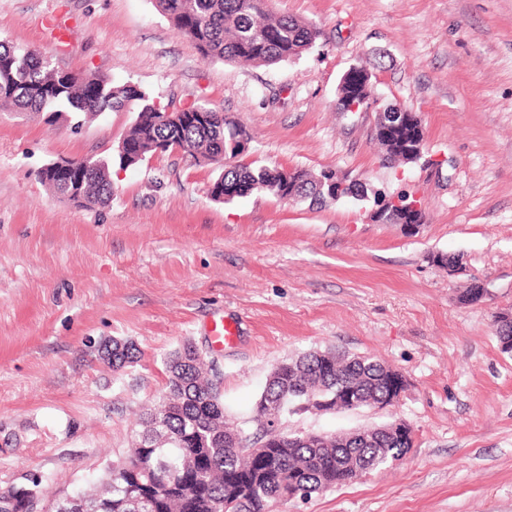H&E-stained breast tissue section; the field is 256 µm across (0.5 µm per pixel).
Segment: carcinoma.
I'll list each match as a JSON object with an SVG mask.
<instances>
[{
    "instance_id": "cac0c4a2",
    "label": "carcinoma",
    "mask_w": 512,
    "mask_h": 512,
    "mask_svg": "<svg viewBox=\"0 0 512 512\" xmlns=\"http://www.w3.org/2000/svg\"><path fill=\"white\" fill-rule=\"evenodd\" d=\"M159 12L181 37L192 41L205 60L272 65L300 55L318 38L310 24L276 15L269 0H155ZM375 103L367 70L360 66L342 83V101ZM0 107L46 112L52 122L64 112L95 118L106 112H134L123 142L133 155L118 154L130 167L163 148L198 160L237 158L240 126L207 104H163L130 83L100 74L55 68L35 50L0 44ZM164 112H208L211 120H162ZM74 181L86 205L112 202L109 160L80 163ZM211 198L231 201L253 192L288 197V171L244 160L222 164ZM100 359L120 375L138 362L129 341L112 340ZM168 381L160 402L147 409L145 429L132 436L128 454L105 462L90 488L70 497L79 507L64 512H273L275 504L346 484L399 460L413 436L394 424L338 437L289 433L282 420L307 412L320 400L341 401L342 410L381 402L393 369L367 355L310 350L273 369L256 406L258 432L224 423L218 384L206 377L202 353L185 343L166 357ZM0 512H30L16 486L0 494Z\"/></svg>"
}]
</instances>
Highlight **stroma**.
<instances>
[{"label":"stroma","instance_id":"stroma-1","mask_svg":"<svg viewBox=\"0 0 512 512\" xmlns=\"http://www.w3.org/2000/svg\"><path fill=\"white\" fill-rule=\"evenodd\" d=\"M318 32L271 66L202 59L154 0H0V40L59 69L108 75L160 101L207 103L249 136L246 159L325 168L369 192L407 193L418 233L371 219V199L321 205L253 193L228 203L219 170L159 154L112 170V201L84 208L36 177L109 157L133 119L0 111V491L40 477L63 494L125 454L192 343L218 374L228 421L252 420L274 366L310 349L369 355L407 380L395 406L289 415L292 432L408 423L414 446L353 483L276 512H512V356L493 316L512 309V0H272ZM354 66L379 104L417 113L423 158L390 165L374 116L337 106ZM457 256L449 275L433 260ZM489 288L460 302L472 281ZM237 342L214 350L213 319ZM139 362L114 379L112 339Z\"/></svg>","mask_w":512,"mask_h":512}]
</instances>
